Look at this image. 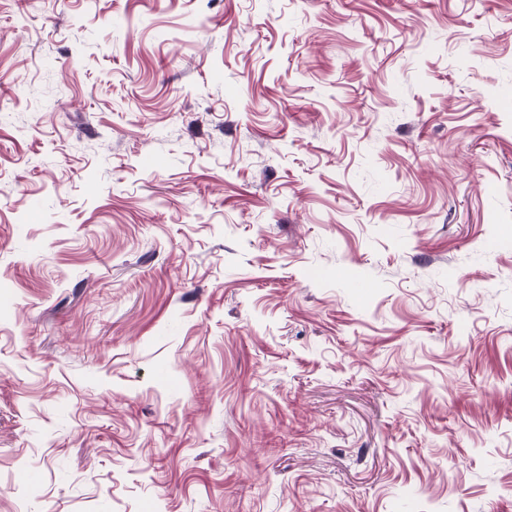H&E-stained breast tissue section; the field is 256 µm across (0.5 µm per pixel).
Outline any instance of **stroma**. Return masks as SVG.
I'll list each match as a JSON object with an SVG mask.
<instances>
[{
	"mask_svg": "<svg viewBox=\"0 0 512 512\" xmlns=\"http://www.w3.org/2000/svg\"><path fill=\"white\" fill-rule=\"evenodd\" d=\"M0 512H512V0H0Z\"/></svg>",
	"mask_w": 512,
	"mask_h": 512,
	"instance_id": "stroma-1",
	"label": "stroma"
}]
</instances>
